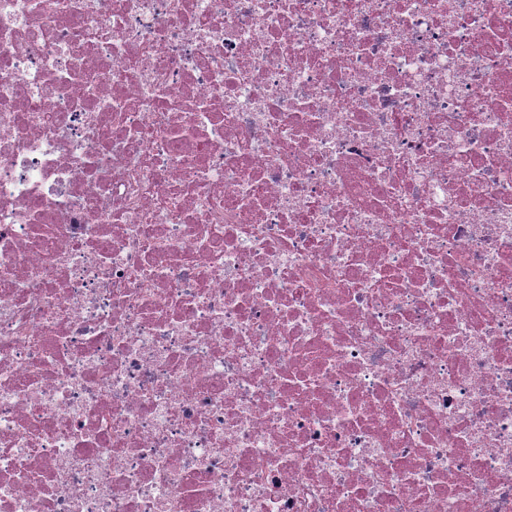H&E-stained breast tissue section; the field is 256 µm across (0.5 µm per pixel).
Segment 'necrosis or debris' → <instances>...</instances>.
Listing matches in <instances>:
<instances>
[{
  "label": "necrosis or debris",
  "instance_id": "1",
  "mask_svg": "<svg viewBox=\"0 0 512 512\" xmlns=\"http://www.w3.org/2000/svg\"><path fill=\"white\" fill-rule=\"evenodd\" d=\"M0 512H512V0H0Z\"/></svg>",
  "mask_w": 512,
  "mask_h": 512
}]
</instances>
